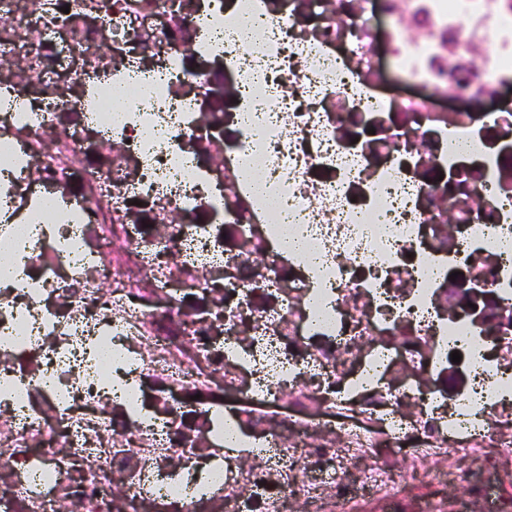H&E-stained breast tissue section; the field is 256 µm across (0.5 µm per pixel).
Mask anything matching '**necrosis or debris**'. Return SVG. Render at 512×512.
<instances>
[{
  "label": "necrosis or debris",
  "mask_w": 512,
  "mask_h": 512,
  "mask_svg": "<svg viewBox=\"0 0 512 512\" xmlns=\"http://www.w3.org/2000/svg\"><path fill=\"white\" fill-rule=\"evenodd\" d=\"M510 85L512 0H0V512H512Z\"/></svg>",
  "instance_id": "1"
}]
</instances>
